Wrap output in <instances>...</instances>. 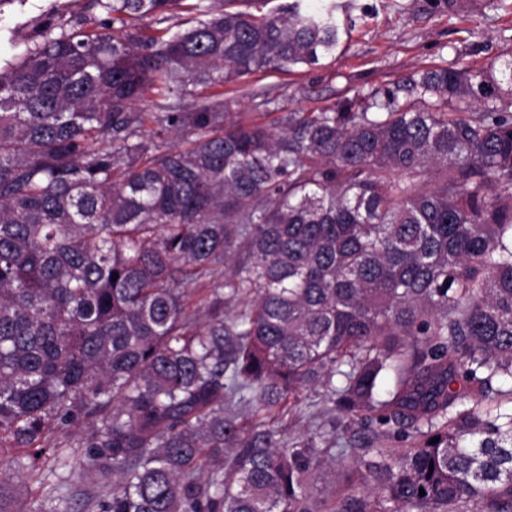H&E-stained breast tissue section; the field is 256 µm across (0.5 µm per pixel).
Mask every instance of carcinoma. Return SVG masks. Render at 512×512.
<instances>
[{
  "instance_id": "cac0c4a2",
  "label": "carcinoma",
  "mask_w": 512,
  "mask_h": 512,
  "mask_svg": "<svg viewBox=\"0 0 512 512\" xmlns=\"http://www.w3.org/2000/svg\"><path fill=\"white\" fill-rule=\"evenodd\" d=\"M185 2L92 0L98 27L49 21L0 67V445L32 469L79 427L97 512H512V58L273 132L221 87L333 56L351 20L196 0L141 31ZM309 387L418 442L318 505L336 442L282 424Z\"/></svg>"
}]
</instances>
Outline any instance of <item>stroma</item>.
<instances>
[{"mask_svg": "<svg viewBox=\"0 0 512 512\" xmlns=\"http://www.w3.org/2000/svg\"><path fill=\"white\" fill-rule=\"evenodd\" d=\"M348 6L354 26L333 57L291 72L260 71L225 85L224 97L236 122L277 127L281 113L310 112L356 92L384 89L408 75L452 63L473 68L512 57V0H473L467 12L448 18L430 12L425 0H336ZM84 15L98 22L102 14L89 0H0V66L20 56L40 25ZM265 94L277 105L266 111L255 97ZM333 436L343 448L336 466L315 478L311 494L323 501L361 490L366 471L360 458L394 457L411 447L406 433L376 436L373 429L337 418ZM64 434L52 442L55 455L39 468L19 472L15 460L21 448L0 447V486L8 497V512H20L35 499L60 497L69 512H91L89 504L101 483L85 477L81 449L66 445Z\"/></svg>", "mask_w": 512, "mask_h": 512, "instance_id": "1", "label": "stroma"}]
</instances>
